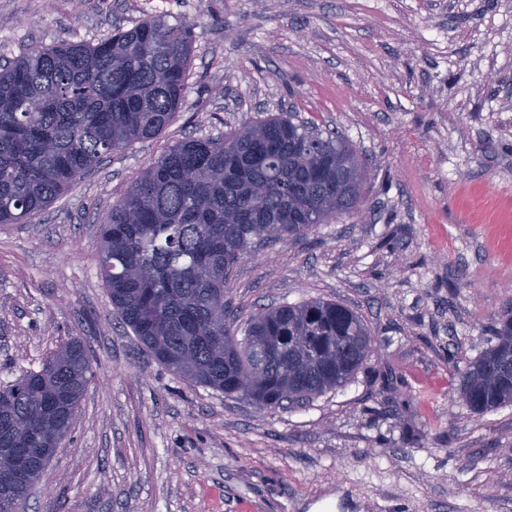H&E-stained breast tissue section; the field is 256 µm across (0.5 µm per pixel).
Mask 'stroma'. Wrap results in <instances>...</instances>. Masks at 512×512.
<instances>
[{"mask_svg": "<svg viewBox=\"0 0 512 512\" xmlns=\"http://www.w3.org/2000/svg\"><path fill=\"white\" fill-rule=\"evenodd\" d=\"M152 16L193 24L180 112L0 224V384L71 336L94 357L25 512H512V404L472 413L454 379L512 317V0H0V65ZM282 112L366 160L362 203L243 259L231 314L332 300L377 342L345 387L274 409L157 362L95 230L168 146Z\"/></svg>", "mask_w": 512, "mask_h": 512, "instance_id": "1", "label": "stroma"}]
</instances>
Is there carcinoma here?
Listing matches in <instances>:
<instances>
[{
  "instance_id": "1",
  "label": "carcinoma",
  "mask_w": 512,
  "mask_h": 512,
  "mask_svg": "<svg viewBox=\"0 0 512 512\" xmlns=\"http://www.w3.org/2000/svg\"><path fill=\"white\" fill-rule=\"evenodd\" d=\"M192 53V25L156 16L0 66V224L27 222L104 156L160 134L182 108ZM364 179L349 143L292 113L169 148L96 230L113 308L157 361L226 395L283 408L344 387L375 343L361 316L311 299L236 330L224 285L261 244L357 211ZM494 335L457 375L475 414L512 404V318ZM93 376L72 337L0 386V490L26 500Z\"/></svg>"
}]
</instances>
